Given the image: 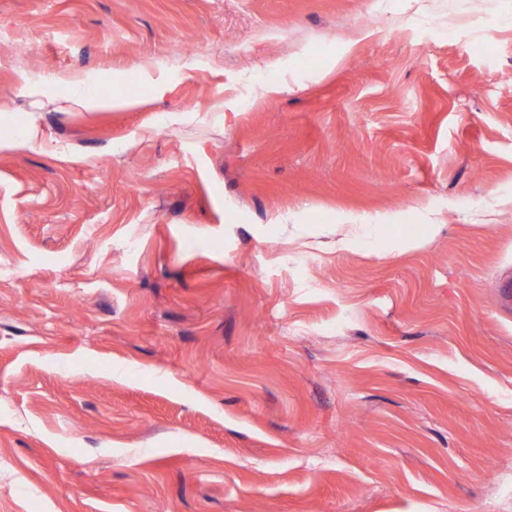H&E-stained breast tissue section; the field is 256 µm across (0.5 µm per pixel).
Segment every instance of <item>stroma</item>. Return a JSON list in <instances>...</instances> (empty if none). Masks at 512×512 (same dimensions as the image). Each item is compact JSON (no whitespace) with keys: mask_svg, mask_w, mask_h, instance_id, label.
Segmentation results:
<instances>
[{"mask_svg":"<svg viewBox=\"0 0 512 512\" xmlns=\"http://www.w3.org/2000/svg\"><path fill=\"white\" fill-rule=\"evenodd\" d=\"M507 280L512 0H0V512H512Z\"/></svg>","mask_w":512,"mask_h":512,"instance_id":"obj_1","label":"stroma"}]
</instances>
